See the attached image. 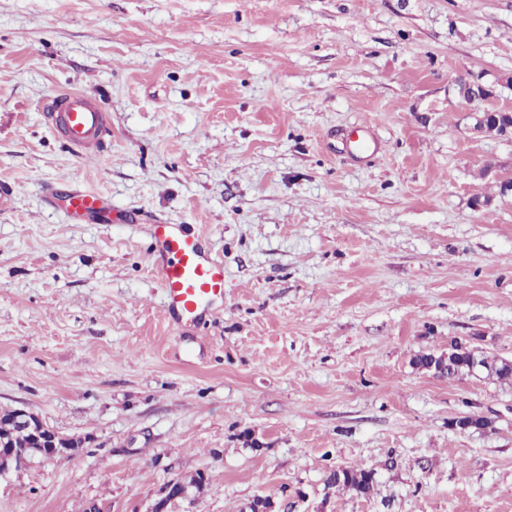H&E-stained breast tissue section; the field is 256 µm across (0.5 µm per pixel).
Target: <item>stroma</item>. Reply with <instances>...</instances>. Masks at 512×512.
<instances>
[{
	"label": "stroma",
	"mask_w": 512,
	"mask_h": 512,
	"mask_svg": "<svg viewBox=\"0 0 512 512\" xmlns=\"http://www.w3.org/2000/svg\"><path fill=\"white\" fill-rule=\"evenodd\" d=\"M460 71L512 109V0H0V409L82 442L0 479V512H147L198 473L183 512H512V386L412 364L512 359V195L484 174L512 140L471 136ZM63 90L105 150L46 125ZM67 174L112 223L47 201ZM132 214L223 259L205 330L169 324ZM45 111L49 127L79 156L101 151L110 135L106 112L83 92L58 93L46 102ZM464 343L456 341L452 344L454 358L450 365L442 366L439 360H435L432 354L419 355L414 359V364L419 369L436 373L442 378L456 379L470 374L469 366L474 359H478L484 365L486 377L495 379L501 383L512 384V369L502 364L503 359H494L475 354L469 347H463ZM376 483L374 469L338 467L330 471L325 486L328 488L342 487L357 497H369Z\"/></svg>",
	"instance_id": "35a3bbf8"
}]
</instances>
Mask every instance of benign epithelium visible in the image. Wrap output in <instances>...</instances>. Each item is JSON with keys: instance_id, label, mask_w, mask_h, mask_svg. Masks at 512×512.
<instances>
[{"instance_id": "1", "label": "benign epithelium", "mask_w": 512, "mask_h": 512, "mask_svg": "<svg viewBox=\"0 0 512 512\" xmlns=\"http://www.w3.org/2000/svg\"><path fill=\"white\" fill-rule=\"evenodd\" d=\"M454 91L458 104L463 107L483 101L489 96V90L476 79L462 89L454 88ZM468 117L472 121L469 127L472 132L492 133L499 128L502 135L512 136V113L507 110H472L468 112ZM11 416L17 427L31 433V439L29 443L19 446L12 439L0 436V478L37 457L54 460L71 454L81 445L80 440L49 428L37 415L25 409H13ZM204 482L203 477L191 484L180 480L169 482L147 512H175L179 501L189 498L192 489L200 488Z\"/></svg>"}]
</instances>
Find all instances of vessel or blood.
Wrapping results in <instances>:
<instances>
[{
    "label": "vessel or blood",
    "instance_id": "b4317fda",
    "mask_svg": "<svg viewBox=\"0 0 512 512\" xmlns=\"http://www.w3.org/2000/svg\"><path fill=\"white\" fill-rule=\"evenodd\" d=\"M44 118L64 144L77 154L102 150L111 126L104 112L85 93L65 91L45 105ZM70 215L79 221L98 218L102 197L87 188L66 195ZM165 296L166 317L176 327L197 328L224 301V261L206 247L203 235L178 224H151L146 245Z\"/></svg>",
    "mask_w": 512,
    "mask_h": 512
}]
</instances>
